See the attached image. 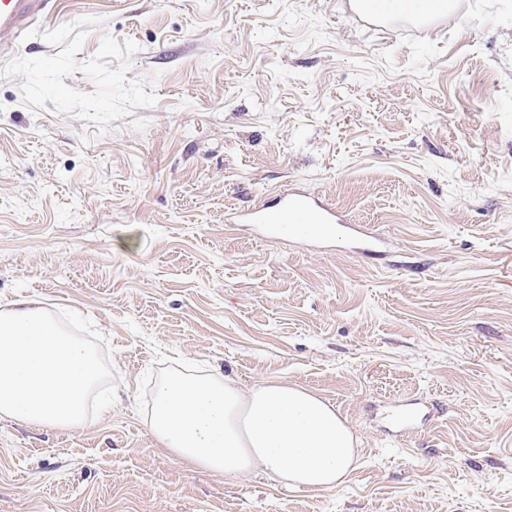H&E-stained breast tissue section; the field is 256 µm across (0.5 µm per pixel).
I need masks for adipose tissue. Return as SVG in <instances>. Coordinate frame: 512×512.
Here are the masks:
<instances>
[{
    "mask_svg": "<svg viewBox=\"0 0 512 512\" xmlns=\"http://www.w3.org/2000/svg\"><path fill=\"white\" fill-rule=\"evenodd\" d=\"M149 429L191 470L238 481L261 472L308 490L341 486L357 455L334 405L274 380L245 390L228 377L173 373L156 392Z\"/></svg>",
    "mask_w": 512,
    "mask_h": 512,
    "instance_id": "ef3b65f1",
    "label": "adipose tissue"
}]
</instances>
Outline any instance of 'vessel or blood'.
<instances>
[{"label":"vessel or blood","instance_id":"obj_1","mask_svg":"<svg viewBox=\"0 0 512 512\" xmlns=\"http://www.w3.org/2000/svg\"><path fill=\"white\" fill-rule=\"evenodd\" d=\"M48 0H0V56L10 53L17 29L41 13ZM230 224H252L265 236L294 238L305 243L319 242L341 232L345 243L367 251L378 248V240L367 227L345 223L336 210L304 192L279 195L274 208L249 212L233 211L226 218Z\"/></svg>","mask_w":512,"mask_h":512}]
</instances>
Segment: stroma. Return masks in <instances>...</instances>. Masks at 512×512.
<instances>
[{
    "label": "stroma",
    "instance_id": "35a3bbf8",
    "mask_svg": "<svg viewBox=\"0 0 512 512\" xmlns=\"http://www.w3.org/2000/svg\"><path fill=\"white\" fill-rule=\"evenodd\" d=\"M293 189L385 252L224 221ZM23 300L92 321L117 398L78 428L0 418V512H512V0L422 25L55 0L0 61V306ZM184 367L322 396L354 471L189 470L147 424Z\"/></svg>",
    "mask_w": 512,
    "mask_h": 512
}]
</instances>
